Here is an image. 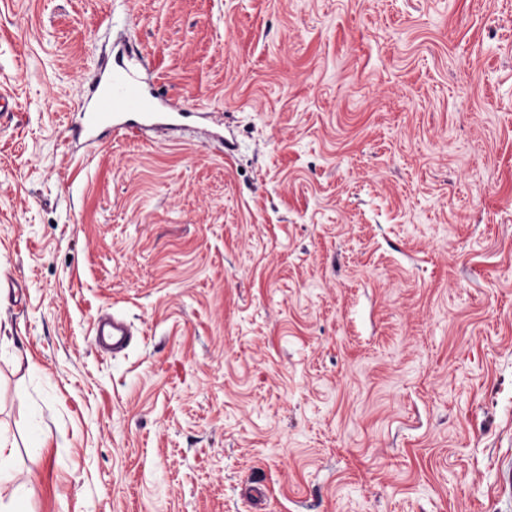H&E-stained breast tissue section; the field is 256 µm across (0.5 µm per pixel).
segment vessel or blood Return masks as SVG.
Returning <instances> with one entry per match:
<instances>
[{"label": "vessel or blood", "instance_id": "obj_1", "mask_svg": "<svg viewBox=\"0 0 512 512\" xmlns=\"http://www.w3.org/2000/svg\"><path fill=\"white\" fill-rule=\"evenodd\" d=\"M136 51V43H118L111 67L92 86L80 122L71 130V142L91 145L106 134L140 138L155 128L182 127L187 115L176 109L163 93L150 89L149 78L132 73L125 60ZM133 333L131 324L119 313H102L95 328L97 346L122 351Z\"/></svg>", "mask_w": 512, "mask_h": 512}]
</instances>
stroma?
<instances>
[{
	"label": "stroma",
	"mask_w": 512,
	"mask_h": 512,
	"mask_svg": "<svg viewBox=\"0 0 512 512\" xmlns=\"http://www.w3.org/2000/svg\"><path fill=\"white\" fill-rule=\"evenodd\" d=\"M124 30L209 118L67 144ZM0 93V512H496L512 0H0ZM95 343L100 347L112 346V353L122 351L128 336H134L131 324L119 313H102L95 328Z\"/></svg>",
	"instance_id": "obj_1"
}]
</instances>
